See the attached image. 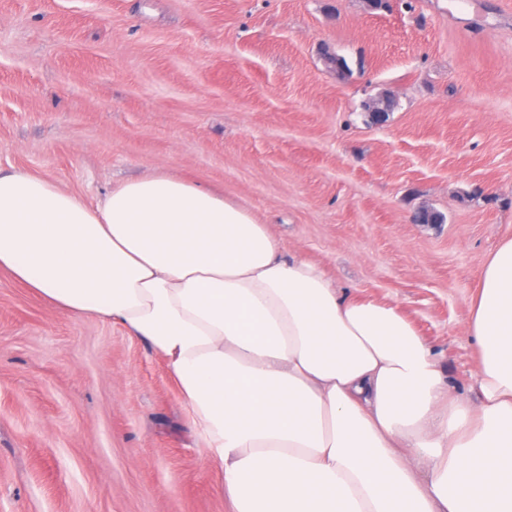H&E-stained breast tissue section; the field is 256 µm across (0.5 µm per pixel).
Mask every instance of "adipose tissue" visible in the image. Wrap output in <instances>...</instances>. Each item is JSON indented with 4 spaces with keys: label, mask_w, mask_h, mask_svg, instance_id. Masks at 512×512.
I'll return each instance as SVG.
<instances>
[{
    "label": "adipose tissue",
    "mask_w": 512,
    "mask_h": 512,
    "mask_svg": "<svg viewBox=\"0 0 512 512\" xmlns=\"http://www.w3.org/2000/svg\"><path fill=\"white\" fill-rule=\"evenodd\" d=\"M1 269L165 358L232 512H512V239L470 299L473 398L401 304L163 172L94 203L0 172Z\"/></svg>",
    "instance_id": "adipose-tissue-1"
}]
</instances>
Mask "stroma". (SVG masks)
<instances>
[{"label":"stroma","mask_w":512,"mask_h":512,"mask_svg":"<svg viewBox=\"0 0 512 512\" xmlns=\"http://www.w3.org/2000/svg\"><path fill=\"white\" fill-rule=\"evenodd\" d=\"M412 4L0 0V169L91 201L155 170L224 194L399 301L474 396L468 303L512 238V0ZM0 512H231L165 359L4 270Z\"/></svg>","instance_id":"stroma-1"}]
</instances>
